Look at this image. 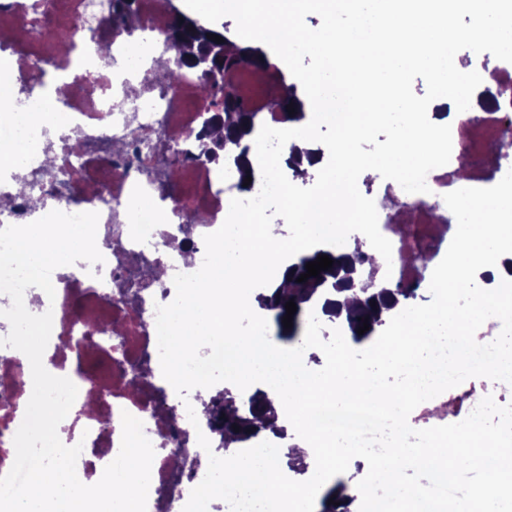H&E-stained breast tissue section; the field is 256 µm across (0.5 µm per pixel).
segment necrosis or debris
I'll return each instance as SVG.
<instances>
[{"label":"necrosis or debris","instance_id":"4bbe7bcc","mask_svg":"<svg viewBox=\"0 0 512 512\" xmlns=\"http://www.w3.org/2000/svg\"><path fill=\"white\" fill-rule=\"evenodd\" d=\"M112 0H0V57L8 63L0 82V142L17 152L0 162V225H26L56 209L68 214L98 213L96 244L102 262L78 261L56 268L50 364L78 388L63 429L65 445L82 444L76 466L83 474L103 472L118 455L122 415L143 423L156 455L151 470L147 512H182L201 478L207 454L198 444L205 435L214 450L222 440L207 421L192 425L171 384L162 375L156 308L176 297V274L202 265L205 235L223 224L231 199L240 197L232 168L193 159L194 136L220 108V100L201 90L197 71L181 67L176 83L152 80L170 53L164 40L171 0H135L133 31H117L110 22ZM278 88L252 85L261 99L264 124L282 128L276 106L287 77L269 62ZM61 77L62 98L42 88L48 75ZM512 123V63L497 61L493 85L479 86L470 108L450 111L452 153L449 163L429 172V193H408L395 181L373 193L380 232L392 243L391 282L427 288L444 257L457 221L444 194L459 188H489L511 166L495 161L492 177L473 172L484 150L476 130L503 138ZM81 153H74V143ZM187 159L170 167L171 148ZM470 157L472 171L458 164ZM24 168L26 189L14 192L16 168ZM176 184L198 172L197 194L168 195V170ZM42 198L40 207L30 195ZM192 260H184L182 241ZM166 269L163 280L148 279L153 265ZM419 276L407 278L409 268ZM98 337L86 341L88 329ZM30 375L15 349L0 348V476L15 460L14 436L30 398ZM103 394L95 410L85 405L87 391Z\"/></svg>","mask_w":512,"mask_h":512}]
</instances>
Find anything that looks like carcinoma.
Here are the masks:
<instances>
[{"mask_svg": "<svg viewBox=\"0 0 512 512\" xmlns=\"http://www.w3.org/2000/svg\"><path fill=\"white\" fill-rule=\"evenodd\" d=\"M112 21L130 28L133 16L132 0H113ZM215 34L223 38L216 42L209 38ZM167 44L183 47L181 61L173 68L164 70L158 80L172 84L178 76V69L188 66L196 69L202 78V88L206 92L216 93L217 84L212 82L211 74L224 73L240 64L256 66L268 64L265 52L250 44L240 48L236 53L225 51L229 39L224 33L207 27L183 14L176 13L165 32ZM293 105L295 112L287 115L288 121L298 122L305 116L303 104L296 97L294 87H288L286 96L279 102L282 110ZM261 128L257 113L252 112L237 97L229 94L224 97V109L210 117L206 122L205 140L201 144L200 156L209 162H231L238 172V188L248 191L251 186L244 185L246 177L253 176V171L246 167L247 157L253 151L255 138ZM327 255L334 260L332 268L323 270L319 276H311L300 282L298 277L306 273V264ZM375 257L358 249L345 253L331 248H318L299 254L288 264L285 274L292 281V287L283 288L274 285L256 298L259 308L272 315L277 327L278 337L292 341L301 335L303 316L312 305L321 302V312L329 320L340 323L354 342L362 343L373 338L386 324L385 313L399 306L414 296V291L399 285L375 284V272H369L367 281L363 282L360 292L365 294L358 304L347 307L341 313L344 301L343 293L355 287V278L363 273L364 266L374 264ZM294 301L297 310L293 315L292 327H284L283 317L286 316L285 305ZM368 322L369 330L358 334L363 322ZM274 395L266 390H258L247 398L238 401L230 392L222 396H213L205 391L200 392L199 401L204 407L210 423L222 436L224 444H240L255 439L263 434H282L284 427L278 424L272 404ZM239 430H234V427ZM353 497L336 492L332 487L326 491L322 499L321 512H349Z\"/></svg>", "mask_w": 512, "mask_h": 512, "instance_id": "cac0c4a2", "label": "carcinoma"}]
</instances>
